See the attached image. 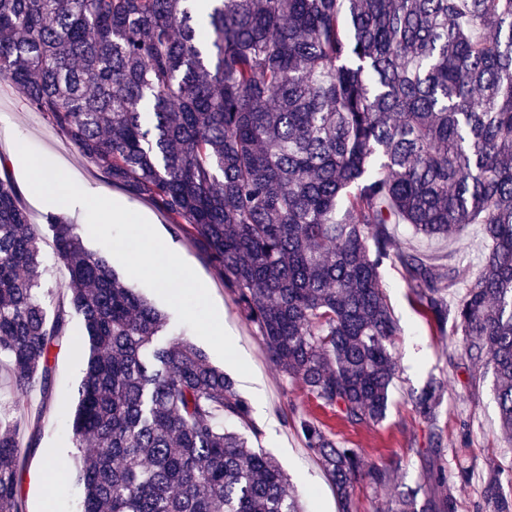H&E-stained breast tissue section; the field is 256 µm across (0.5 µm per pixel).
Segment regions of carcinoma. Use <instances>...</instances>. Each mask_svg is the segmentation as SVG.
<instances>
[{
	"label": "carcinoma",
	"mask_w": 512,
	"mask_h": 512,
	"mask_svg": "<svg viewBox=\"0 0 512 512\" xmlns=\"http://www.w3.org/2000/svg\"><path fill=\"white\" fill-rule=\"evenodd\" d=\"M0 0V78L20 87L88 162L193 237L262 337L269 360L352 426L382 421L397 322L380 281L396 259L440 332L462 337L470 378L491 368L512 440V0ZM69 288L41 291L43 237L0 178V356L19 387L51 384V348L82 317L89 353L71 420L82 512H305L258 435L250 404L166 317L127 287L76 225L44 216ZM483 225L463 276L393 248ZM445 383L409 393L429 426V492L389 512H458L438 408ZM350 512L357 480L393 482L318 421H289ZM14 410L0 411V512H23ZM485 512H512L495 464Z\"/></svg>",
	"instance_id": "1"
}]
</instances>
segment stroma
I'll list each match as a JSON object with an SVG mask.
<instances>
[{"mask_svg": "<svg viewBox=\"0 0 512 512\" xmlns=\"http://www.w3.org/2000/svg\"><path fill=\"white\" fill-rule=\"evenodd\" d=\"M20 142L56 163L76 184L95 188L135 207L154 225L163 241L194 269L222 313L237 351L262 382V391L256 394L247 388L238 372L230 374L236 391L251 406L252 420L260 431L257 445L278 461L306 512H339L340 504L319 462L307 452L300 436L286 425V416L296 412L316 419L331 438L357 449L367 464L388 467L395 485L422 488L426 482L420 452L429 446V429L413 411L408 394L433 377L447 384L439 418L449 447L459 452L458 458L448 461V474L456 479L459 512H476L478 488L488 459H497L506 466L512 464V447H507L499 429L492 374L470 381L460 359L458 337L440 334L413 310L411 290L397 262H386L380 269L382 286L398 325L392 347L398 364L397 379L385 419L368 426H353L336 410L317 401L299 382L287 379L269 361L261 336L247 322L232 291L204 259L192 237L172 224L150 200L134 197L122 186L107 182L102 172L86 162L46 116L27 105L21 89L0 79V156L6 159L5 173L15 185L21 205L39 224L46 210L32 201L21 167L14 160L15 147ZM393 233L397 246L417 248L430 255L436 264L455 265L472 275L478 272L487 251V241L478 224L468 225L454 241L414 237L405 224L394 225ZM111 266L130 288L164 313L168 338L190 342L211 364L223 367V360L213 348L181 324L171 306L145 285L129 278L119 261H112ZM50 363L53 382L49 393L36 387L5 385L0 387V404L29 403L42 411L34 433L37 446L20 460L19 484L25 512H79L82 488L77 482L76 450L68 430L85 369L83 327L78 316H71L69 336L53 348ZM51 455L59 463L56 478L43 483L34 481V472ZM461 464L471 467L470 480L457 479V467Z\"/></svg>", "mask_w": 512, "mask_h": 512, "instance_id": "35a3bbf8", "label": "stroma"}]
</instances>
